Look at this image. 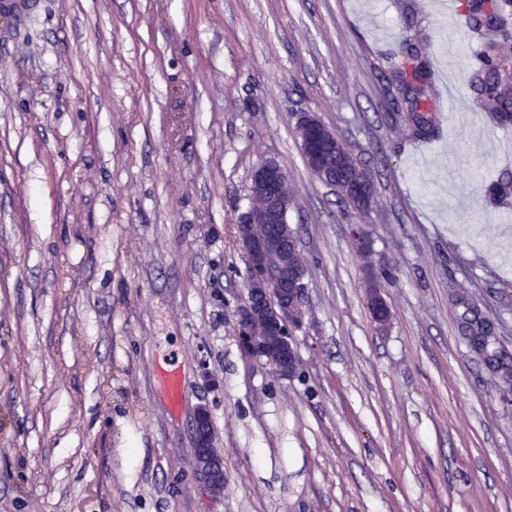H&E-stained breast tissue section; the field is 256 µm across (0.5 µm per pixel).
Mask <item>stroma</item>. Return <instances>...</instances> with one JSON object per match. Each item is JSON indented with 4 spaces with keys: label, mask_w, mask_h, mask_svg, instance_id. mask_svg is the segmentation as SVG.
<instances>
[{
    "label": "stroma",
    "mask_w": 512,
    "mask_h": 512,
    "mask_svg": "<svg viewBox=\"0 0 512 512\" xmlns=\"http://www.w3.org/2000/svg\"><path fill=\"white\" fill-rule=\"evenodd\" d=\"M25 2L0 5V512H512V388L456 303L512 353V204L484 198L512 176V127L473 100L459 7ZM409 42L441 110L425 139L388 110ZM303 112L372 173L365 212L309 172ZM264 159L308 266L294 380L235 335ZM363 247L388 272L384 327ZM204 399L216 499L193 478ZM374 281H372V287L368 289L367 304L374 322L385 326L391 320V311L379 286Z\"/></svg>",
    "instance_id": "1"
}]
</instances>
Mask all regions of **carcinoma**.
Segmentation results:
<instances>
[{
  "label": "carcinoma",
  "mask_w": 512,
  "mask_h": 512,
  "mask_svg": "<svg viewBox=\"0 0 512 512\" xmlns=\"http://www.w3.org/2000/svg\"><path fill=\"white\" fill-rule=\"evenodd\" d=\"M463 15L465 26L481 41V50L471 61L470 90L493 120L505 126L512 111V56L502 46L512 40V0H468ZM417 59L416 47L408 45L397 66L401 101L392 111L408 113L414 134L426 137L437 132L439 122L427 107L428 74Z\"/></svg>",
  "instance_id": "carcinoma-1"
}]
</instances>
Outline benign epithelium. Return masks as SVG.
I'll list each match as a JSON object with an SVG mask.
<instances>
[{
	"instance_id": "obj_1",
	"label": "benign epithelium",
	"mask_w": 512,
	"mask_h": 512,
	"mask_svg": "<svg viewBox=\"0 0 512 512\" xmlns=\"http://www.w3.org/2000/svg\"><path fill=\"white\" fill-rule=\"evenodd\" d=\"M295 133L310 173L323 185L350 201L370 199V176L357 174L336 181L331 158L345 145L314 112H302ZM248 199L253 201L239 216L236 233L244 249L247 274L235 308L237 341L249 358L261 363L278 379H293L303 372L295 332L306 314L307 266L291 262L301 252L299 236L288 224L297 205L288 193V173L274 160H264L251 171ZM367 304L374 322L391 320L390 308L378 285L368 289ZM210 402L203 399L194 418V479L206 495L217 498L224 490V458L213 446Z\"/></svg>"
}]
</instances>
